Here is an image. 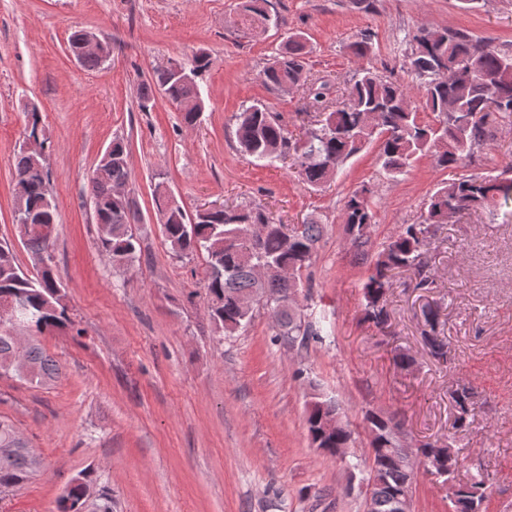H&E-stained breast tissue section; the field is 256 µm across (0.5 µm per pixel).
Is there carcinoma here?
Here are the masks:
<instances>
[{
  "label": "carcinoma",
  "mask_w": 512,
  "mask_h": 512,
  "mask_svg": "<svg viewBox=\"0 0 512 512\" xmlns=\"http://www.w3.org/2000/svg\"><path fill=\"white\" fill-rule=\"evenodd\" d=\"M237 37L248 38L269 26L280 25V15L271 0H239ZM354 57L365 59L374 53L372 38L362 35L350 44ZM310 53L305 34L288 35L275 49L260 72L271 90L281 92L304 86L309 105L322 119L315 129H307L300 139L288 136L278 115L262 102L242 108L235 115V136L240 148L255 161L272 165L292 158L301 183L317 189L332 181L351 158L375 144L381 169L390 178L407 171L418 155L432 157L441 170L462 169L459 176L437 184L424 202L418 220L403 224L380 247H374L376 224L373 191L366 185L348 194L341 208L347 240L353 253L369 260L363 283L364 315L376 327L388 322L387 294L396 272H408L415 287L433 285L427 272V246L448 216L482 211L512 201V179L502 175L465 172L475 152L494 141L497 119L512 117V46L496 45L468 30L421 26L410 36L403 58L392 69L379 70L361 65L350 79L347 96L331 105L327 84L309 78L306 59ZM206 54L198 53L186 73L169 66L157 68L151 80L141 84L139 107L148 111L156 94H162L181 112L182 121L193 126L202 111L199 79L209 69ZM417 81L420 100L413 103L403 75ZM433 119L425 121L420 112ZM25 137L46 143L40 116L26 113ZM14 172L25 193L16 196V215L31 224L57 226V208L50 190V174L44 155L19 151ZM126 146L112 142V159L100 157L88 177L90 201L99 221L108 232L99 239V250L118 267H129L137 260L138 239L133 230L136 211L116 195V188L129 183ZM162 233L179 258L201 255L207 266L205 283L208 310L216 330L232 336L250 324L253 311H240L238 297L255 288L263 289L257 305L267 309L276 322V339L305 348L329 335L326 326L313 322L300 312L278 309L277 299L304 287L303 273L315 261L324 224L312 217L291 235L280 231L270 213L261 206L223 210L201 209L190 214L174 197L154 193ZM18 236L34 259L53 243L25 233L16 223ZM46 266L29 274L16 262L12 244L0 240V298L11 296L23 307L24 329L31 334L25 346L27 370L23 378L37 384L60 376L55 362L35 342V336L62 330L69 322L65 288L54 273L53 255ZM423 342L436 361L448 360V348L439 338L437 313H423ZM9 318L0 320V371L9 372L16 343ZM457 422L463 426L473 416L471 392L466 387L453 393ZM336 412L331 399L312 396L305 422L316 448H346L352 440L348 427L326 431L324 424ZM369 448L377 467L369 469L366 490L372 494L373 512H392L390 496L411 492L414 474L400 465L399 452L391 443L393 430L401 420L389 416H364ZM41 462L33 455L14 426L0 419V489H17L39 471ZM97 479L91 470L71 482L57 499L55 512H84L87 493ZM486 482L472 480L457 485L451 512H470L482 504ZM94 512H112V489H97Z\"/></svg>",
  "instance_id": "carcinoma-1"
}]
</instances>
